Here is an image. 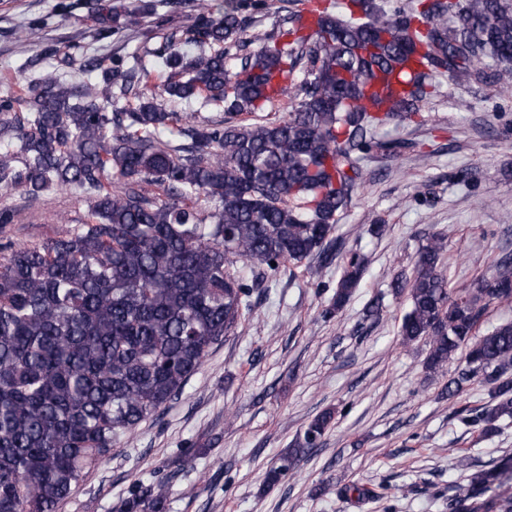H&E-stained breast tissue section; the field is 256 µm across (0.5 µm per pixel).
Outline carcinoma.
I'll return each instance as SVG.
<instances>
[{
    "instance_id": "cac0c4a2",
    "label": "carcinoma",
    "mask_w": 512,
    "mask_h": 512,
    "mask_svg": "<svg viewBox=\"0 0 512 512\" xmlns=\"http://www.w3.org/2000/svg\"><path fill=\"white\" fill-rule=\"evenodd\" d=\"M257 7L224 0L222 13L199 11L184 39L171 32L109 65L84 57L78 86L54 69L0 97V190L92 194L87 221L0 260V512H58L117 441L179 396L251 309L259 283L313 256L320 277L367 158L401 147L377 130L418 115L430 79L481 81L489 57L501 64L494 82L512 88V0H430L420 12L350 0L341 12L314 10L313 31L300 16L255 34L258 48L238 55L242 11ZM147 56L165 74L158 93L142 82ZM395 76L400 97L367 94ZM285 95L288 116L241 119ZM130 97L137 106L121 105ZM198 100L224 118L200 111L178 126L167 103ZM173 127L189 143L161 138ZM201 195L210 208L198 207ZM445 255V238L433 234L411 274L392 280L410 302L399 335L426 341L429 370L459 359L448 398L481 377L491 403L453 415L489 439L512 419V321L478 331L490 304L512 303V258L455 291ZM363 270L351 255L332 310L350 301ZM332 420L315 418L266 483L293 475ZM465 470L446 512H512V455ZM344 496L386 498L366 485ZM166 498L165 485L137 483L123 512H164Z\"/></svg>"
}]
</instances>
